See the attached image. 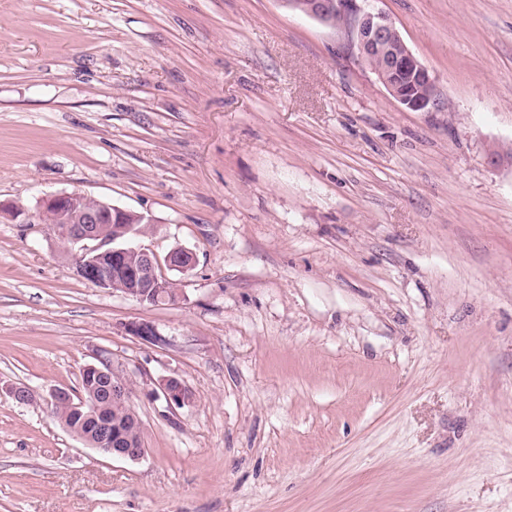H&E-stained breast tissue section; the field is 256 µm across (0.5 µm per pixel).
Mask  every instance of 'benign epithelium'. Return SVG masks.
<instances>
[{
    "mask_svg": "<svg viewBox=\"0 0 512 512\" xmlns=\"http://www.w3.org/2000/svg\"><path fill=\"white\" fill-rule=\"evenodd\" d=\"M365 3L366 0H310L305 13L323 23L335 15L347 18L351 24L353 46L361 62H367L377 53H388L384 68L375 70V74L390 95L411 111H434L437 109V94L407 98L399 84L390 81L389 75L408 72L426 87L436 89L429 69L406 46L389 16L367 8ZM21 215L28 224L46 225L64 252H76L75 269L83 281L106 288L112 285V269L116 268L122 271L130 287L117 284L115 288L140 304L156 305L181 300V294L170 289L172 281L159 272V261L153 253L132 244H117V241L135 234L134 224L145 222V216L76 192L46 194L34 212L0 203L1 219L15 220ZM99 224L112 225V235L105 239L98 234L95 226ZM164 262L170 270L186 272L194 264V255L176 247L168 252ZM127 331L147 342L161 341L154 327L146 322L131 324ZM152 396L163 398L170 407H181L190 401L189 389L177 378L163 380ZM130 415L129 421L124 419L103 424L96 451L134 462L146 456V448H127L124 445L125 427L131 424L142 427L136 411H130Z\"/></svg>",
    "mask_w": 512,
    "mask_h": 512,
    "instance_id": "1",
    "label": "benign epithelium"
}]
</instances>
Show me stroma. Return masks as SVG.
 Returning a JSON list of instances; mask_svg holds the SVG:
<instances>
[{"label":"stroma","mask_w":512,"mask_h":512,"mask_svg":"<svg viewBox=\"0 0 512 512\" xmlns=\"http://www.w3.org/2000/svg\"><path fill=\"white\" fill-rule=\"evenodd\" d=\"M370 6L440 110L281 0H0V201L88 194L196 259L143 305L0 222V512H512V0ZM102 357L143 460L45 408ZM190 391L177 378H167L159 384V391L151 393L155 398L162 397L169 407H181L190 401Z\"/></svg>","instance_id":"stroma-1"}]
</instances>
